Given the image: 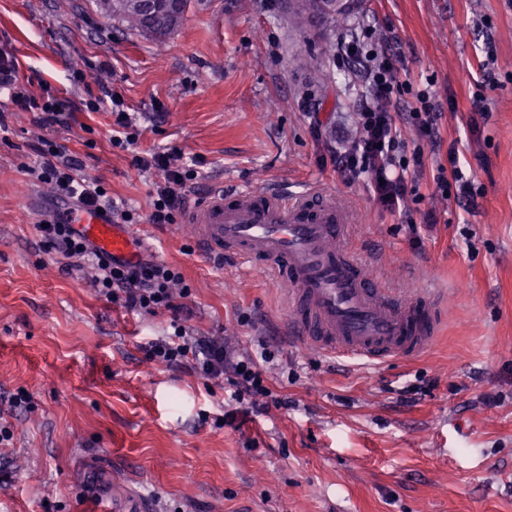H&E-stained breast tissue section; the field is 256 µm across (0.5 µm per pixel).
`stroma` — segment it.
<instances>
[{
	"label": "stroma",
	"instance_id": "obj_1",
	"mask_svg": "<svg viewBox=\"0 0 512 512\" xmlns=\"http://www.w3.org/2000/svg\"><path fill=\"white\" fill-rule=\"evenodd\" d=\"M295 3L189 0L155 35L98 0H0V50L20 84L76 105L68 124L45 128L0 92V420L13 431L0 446V512H100L130 496L153 512H512V0H349L346 18L301 25ZM365 30L440 105L436 138L406 132L423 149V182L455 144L478 190L470 203L407 201L437 217L414 231L325 163L359 136L364 77L336 53ZM101 84L139 132L129 150L110 144L109 107L82 105ZM43 136L143 217L160 177L137 169L138 154L192 158L202 177L190 205L220 185L320 187L357 212L352 243L370 274L436 292L438 341L378 365L322 355L289 339L264 276L203 255L184 218L151 227L143 256L192 286L195 334L241 355L262 339L279 350L268 383L294 408L224 424L235 404L223 384L144 362L169 315L113 306L93 268L64 272L41 249L55 193L26 168ZM409 384L427 391L402 401ZM20 393L30 408L11 407ZM488 393L497 405L483 404Z\"/></svg>",
	"mask_w": 512,
	"mask_h": 512
}]
</instances>
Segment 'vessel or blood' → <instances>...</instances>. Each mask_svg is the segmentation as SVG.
I'll return each mask as SVG.
<instances>
[{
    "instance_id": "1",
    "label": "vessel or blood",
    "mask_w": 512,
    "mask_h": 512,
    "mask_svg": "<svg viewBox=\"0 0 512 512\" xmlns=\"http://www.w3.org/2000/svg\"><path fill=\"white\" fill-rule=\"evenodd\" d=\"M83 233L115 256H129L132 234L96 213L75 216ZM185 221L197 247L261 272L282 292L285 324L306 345L370 363L415 357L436 340L440 308L432 292L406 299L372 279L350 244L352 210L272 186L216 192Z\"/></svg>"
}]
</instances>
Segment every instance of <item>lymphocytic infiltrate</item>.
<instances>
[{"mask_svg": "<svg viewBox=\"0 0 512 512\" xmlns=\"http://www.w3.org/2000/svg\"><path fill=\"white\" fill-rule=\"evenodd\" d=\"M342 59L361 66L367 82L370 103L356 114L361 138L330 158L334 169L347 181L367 179L372 197L383 210L400 213L407 197L423 201L420 177L423 173L421 149H407L405 127L421 135L435 137L436 103L429 89H413L403 80L393 55L367 45L353 36L339 45ZM10 89L18 111L38 112V121L46 127L64 124L67 102L56 96L36 97L20 87L14 58L0 51V88ZM411 95L407 116L396 113L403 95ZM39 158L31 175L53 185L56 197L67 206L101 212L103 218L120 217L122 223H136L133 211L118 210L103 182L85 175L82 160L65 155L55 141L43 138L33 147ZM137 169L162 174L148 216L156 225L174 223L186 203V190L196 184L195 165L184 162L180 154L156 152L134 159ZM432 194L457 200L471 198L474 187L466 178L458 155H450L448 164L437 165L432 174ZM43 247L70 260L72 267L88 264L97 272L96 286L101 296L127 312L135 314H171V333L149 340L143 347L145 359L158 367L187 368L205 381L224 382L233 399L255 412L269 407L290 409L288 398L275 394L268 384L266 364L275 359L274 351L261 346L257 354L238 356L223 337L197 336L182 324V298L191 293L181 271L164 262H143L114 257L96 246L64 216H56L39 230Z\"/></svg>", "mask_w": 512, "mask_h": 512, "instance_id": "f902f5d3", "label": "lymphocytic infiltrate"}]
</instances>
